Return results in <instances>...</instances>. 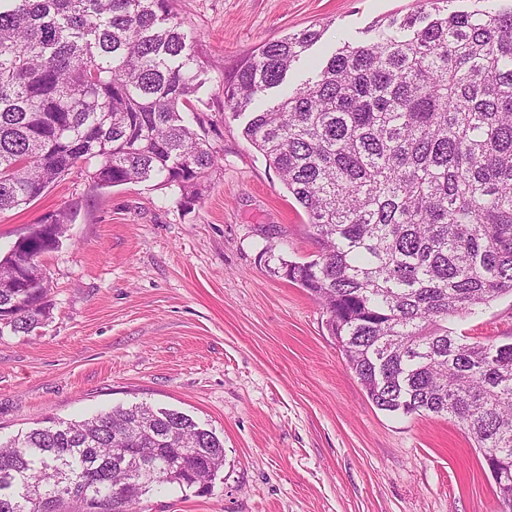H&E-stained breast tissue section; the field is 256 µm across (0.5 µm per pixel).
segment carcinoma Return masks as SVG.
<instances>
[{
    "label": "carcinoma",
    "instance_id": "carcinoma-1",
    "mask_svg": "<svg viewBox=\"0 0 512 512\" xmlns=\"http://www.w3.org/2000/svg\"><path fill=\"white\" fill-rule=\"evenodd\" d=\"M9 2L0 211L30 204L79 163L99 188L154 180L197 201L220 158L181 116L207 65L183 29L189 0ZM374 31L243 129L319 246L308 261L278 258L273 274L323 306L378 409L462 425L512 491V342L448 326L512 296V8L421 0ZM319 37L305 28L239 60L224 109L237 116L281 87ZM49 219L0 258V281H18L0 288V337L50 316L39 258L69 215ZM223 466L224 442L190 416L118 407L1 443L0 512H134L159 489L213 494Z\"/></svg>",
    "mask_w": 512,
    "mask_h": 512
}]
</instances>
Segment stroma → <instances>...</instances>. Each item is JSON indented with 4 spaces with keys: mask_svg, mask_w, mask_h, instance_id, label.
Segmentation results:
<instances>
[{
    "mask_svg": "<svg viewBox=\"0 0 512 512\" xmlns=\"http://www.w3.org/2000/svg\"><path fill=\"white\" fill-rule=\"evenodd\" d=\"M418 0H190L185 30L208 60L195 108L221 158L202 199L154 183L100 189L72 168L30 205L0 212V255L49 214L71 221L44 254L50 318L0 337V439L146 403L224 443L214 494L170 489L138 512H503L466 431L368 399L307 291L271 272L309 260L307 218L224 108V71L270 39L322 36L294 87L343 43ZM512 340V298L456 321Z\"/></svg>",
    "mask_w": 512,
    "mask_h": 512,
    "instance_id": "35a3bbf8",
    "label": "stroma"
}]
</instances>
